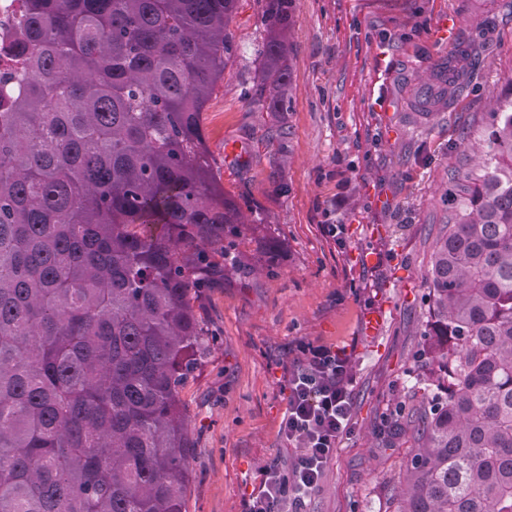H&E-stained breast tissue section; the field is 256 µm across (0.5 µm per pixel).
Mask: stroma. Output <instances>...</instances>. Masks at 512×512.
I'll use <instances>...</instances> for the list:
<instances>
[{
	"instance_id": "1",
	"label": "stroma",
	"mask_w": 512,
	"mask_h": 512,
	"mask_svg": "<svg viewBox=\"0 0 512 512\" xmlns=\"http://www.w3.org/2000/svg\"><path fill=\"white\" fill-rule=\"evenodd\" d=\"M264 5L239 0L236 52L203 114L225 190L264 225L239 245L258 272L197 302L212 340L180 393L193 444L185 509L244 512L261 466L293 463L279 424L310 344L347 347L355 383L352 430L306 512H396L414 446L403 412L434 368L427 273L457 179L512 101V11L503 0H295L291 88L282 111L264 112L250 101ZM468 42L473 71L448 84L446 104L417 110Z\"/></svg>"
}]
</instances>
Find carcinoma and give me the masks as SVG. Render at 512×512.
Returning a JSON list of instances; mask_svg holds the SVG:
<instances>
[{
  "mask_svg": "<svg viewBox=\"0 0 512 512\" xmlns=\"http://www.w3.org/2000/svg\"><path fill=\"white\" fill-rule=\"evenodd\" d=\"M238 0H25L0 70V512H185L196 310L245 221L202 116ZM292 0L252 101L281 111ZM430 271L436 387L397 512H512V103Z\"/></svg>",
  "mask_w": 512,
  "mask_h": 512,
  "instance_id": "obj_1",
  "label": "carcinoma"
}]
</instances>
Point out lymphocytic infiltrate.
Listing matches in <instances>:
<instances>
[{"label":"lymphocytic infiltrate","instance_id":"1","mask_svg":"<svg viewBox=\"0 0 512 512\" xmlns=\"http://www.w3.org/2000/svg\"><path fill=\"white\" fill-rule=\"evenodd\" d=\"M288 375L287 408L279 433L298 449L291 470L265 466L262 480L246 502V512H305L327 463L351 429L353 367L346 349L306 346Z\"/></svg>","mask_w":512,"mask_h":512}]
</instances>
